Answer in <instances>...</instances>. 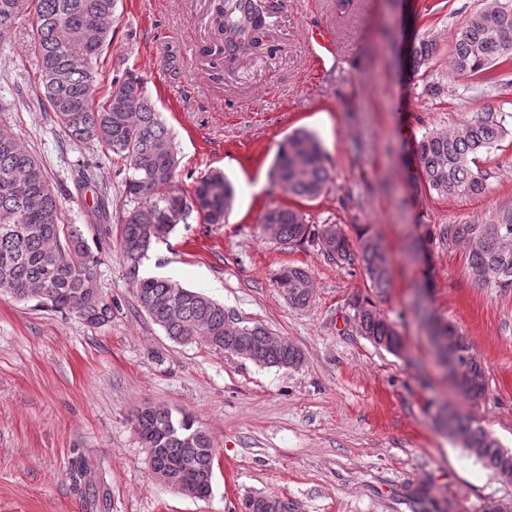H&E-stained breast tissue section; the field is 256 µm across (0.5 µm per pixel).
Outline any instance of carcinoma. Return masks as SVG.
Instances as JSON below:
<instances>
[{
    "label": "carcinoma",
    "mask_w": 512,
    "mask_h": 512,
    "mask_svg": "<svg viewBox=\"0 0 512 512\" xmlns=\"http://www.w3.org/2000/svg\"><path fill=\"white\" fill-rule=\"evenodd\" d=\"M118 0H0V38L15 20L27 18L33 31L32 50L41 76L40 101L56 114L75 144H97L121 159L125 192L134 206L126 213L120 247L131 270L139 268L151 244L167 237L192 212L208 224H222L232 208L234 188L220 171L203 177L192 199L174 188L177 152L168 128L145 94L140 77L128 74L114 82L107 104L94 109L90 91L96 81L94 61L107 36V21ZM264 4L260 0H224L215 24L224 40V56L235 59L257 48L264 34ZM437 52L433 40L412 44L415 68ZM452 67L488 83L499 81L500 69L512 67V5L507 0H481L456 29ZM506 100L477 112L452 131H429L413 144L420 176L428 190L447 197H476L486 190L481 157L499 147L506 118ZM328 157L315 135L296 131L279 148L272 178L289 195L314 199L329 181ZM97 234L88 241L78 224L64 226L58 193L39 160L9 130L0 127V293L35 300L57 311L76 314L96 325L112 318V307L97 292V252L103 249L109 222L103 200L92 206ZM263 231L280 244L311 239L339 267L360 265L369 288L382 296L390 288L392 258L376 234L361 230L351 243L334 224L320 227L292 207L266 211ZM467 248L469 278L483 288L512 290V213L497 224H444L426 231L434 238ZM288 304L303 308L313 296L310 274L300 267L283 270L277 280ZM136 297L149 318L174 342L201 344L216 352L249 354L263 367L296 368L302 352L287 338L274 344L273 331L241 317L227 326L224 304L156 277L137 279ZM359 335L398 355L405 339L397 324L375 303L356 295L349 301ZM427 325L439 329L453 347L461 372L455 390L469 400L485 396V366L456 326L438 317ZM442 423L469 455L497 476L512 480V452L473 421L443 410ZM133 429L147 449L155 477L179 493L199 500L213 489L215 453L208 434L188 413L163 405H146L132 419Z\"/></svg>",
    "instance_id": "obj_1"
}]
</instances>
